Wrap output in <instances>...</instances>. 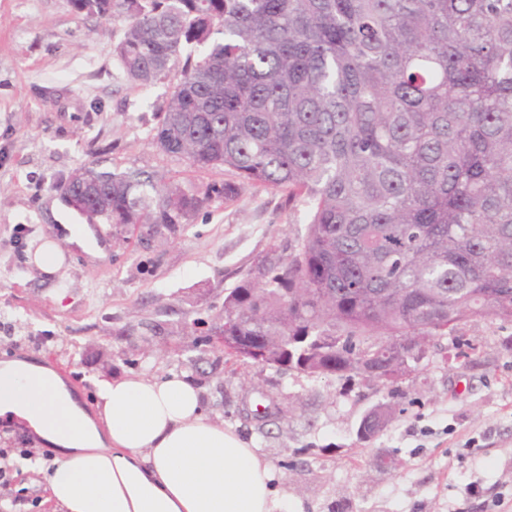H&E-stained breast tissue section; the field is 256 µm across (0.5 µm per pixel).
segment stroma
<instances>
[{"instance_id": "1", "label": "stroma", "mask_w": 512, "mask_h": 512, "mask_svg": "<svg viewBox=\"0 0 512 512\" xmlns=\"http://www.w3.org/2000/svg\"><path fill=\"white\" fill-rule=\"evenodd\" d=\"M122 33V23L75 14L70 0H0V337L9 352L49 362L90 409L100 376H185L205 413L273 466L288 512H486L495 497L512 512V323L462 322L459 335L476 348L467 360L454 358L451 337H435L396 388L206 350L194 319L221 314L264 257L296 252L304 202L245 183L167 239L142 224H103L106 260L67 246L55 275L30 263L48 225L84 223L58 191L79 167L139 169L185 186L237 179L154 144L167 86L120 78ZM382 407L393 419L361 439L363 419ZM53 467L25 470L27 500L0 512H54Z\"/></svg>"}]
</instances>
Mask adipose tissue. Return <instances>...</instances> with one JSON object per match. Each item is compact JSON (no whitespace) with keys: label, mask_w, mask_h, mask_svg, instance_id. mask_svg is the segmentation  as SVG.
<instances>
[{"label":"adipose tissue","mask_w":512,"mask_h":512,"mask_svg":"<svg viewBox=\"0 0 512 512\" xmlns=\"http://www.w3.org/2000/svg\"><path fill=\"white\" fill-rule=\"evenodd\" d=\"M105 258L85 228L46 238L33 256L58 270L62 244ZM95 413L51 368L0 363V417L25 421L58 452L48 479L59 512H278L270 465L202 410L201 392L173 374L103 377Z\"/></svg>","instance_id":"ef3b65f1"}]
</instances>
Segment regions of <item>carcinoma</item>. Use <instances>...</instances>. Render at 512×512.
I'll use <instances>...</instances> for the list:
<instances>
[{"label": "carcinoma", "mask_w": 512, "mask_h": 512, "mask_svg": "<svg viewBox=\"0 0 512 512\" xmlns=\"http://www.w3.org/2000/svg\"><path fill=\"white\" fill-rule=\"evenodd\" d=\"M125 22L121 76L170 77L153 137L166 155L298 198L296 253L224 298V335L270 365L394 386L410 336L512 322V0H70ZM95 175L88 221L163 238L239 185ZM282 336H329L284 350Z\"/></svg>", "instance_id": "cac0c4a2"}]
</instances>
